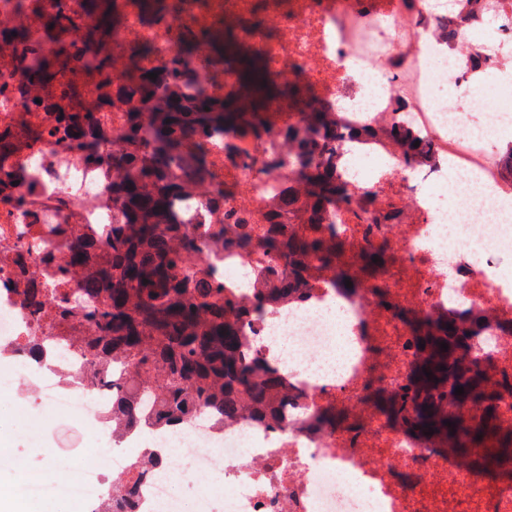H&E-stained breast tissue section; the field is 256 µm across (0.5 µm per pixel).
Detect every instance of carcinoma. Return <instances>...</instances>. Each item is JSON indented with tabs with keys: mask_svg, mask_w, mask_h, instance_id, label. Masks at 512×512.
<instances>
[{
	"mask_svg": "<svg viewBox=\"0 0 512 512\" xmlns=\"http://www.w3.org/2000/svg\"><path fill=\"white\" fill-rule=\"evenodd\" d=\"M90 22L79 38L62 33L76 22L67 7L59 5L47 15L55 32L53 46L22 53L17 66L26 81L48 88L78 64L84 71L108 80L113 39L120 26L117 0H84ZM155 21L167 19L169 0H144ZM238 25L224 28V36L207 31H187L179 54L161 69L158 77L129 57L125 79L144 102L152 103L159 92L178 87L180 100L171 99L155 112L126 114L122 134L126 149L114 155L100 152L101 132L95 113L77 84L61 89L64 102L49 98L35 107L48 111L47 131L64 133L70 146L93 161L122 171L112 185V195L121 205V222L112 225L104 244L90 238L62 239L60 246L45 242L36 252L47 263L59 265L61 278L80 269L82 278L71 288L47 291L22 279L21 307L44 316L55 326L78 333L76 347L87 360L85 382L92 391L104 386L101 375L114 361L123 364L125 383L114 391L112 418L121 428L142 424L138 400L153 396L151 422L162 428H177L197 415L217 414L230 421L263 414L270 422L288 388L255 352L248 351L240 336V315L260 310L278 298L306 293L323 271H332L356 289L369 283L380 302L389 305L379 279L395 263L385 249L361 251L363 267L351 271L341 261L346 242L330 222L331 204L354 206L352 193L342 186L336 170V147L343 136L330 113L307 94L299 76L283 80L270 76L262 60L237 36ZM212 46L210 63L197 62V47ZM212 74L226 67L238 77L235 93L214 97L201 84L198 70ZM286 99L299 121L288 127L293 153L285 164L294 169L302 189L288 191L268 223L258 226L246 218L229 215L228 224H207L210 241L225 248L259 249L267 254L265 266L254 275L260 285L247 303L224 298V278L204 268H187L183 254L171 242L181 238L187 249L197 248L189 225L181 223L174 208L186 181L207 183L211 173L203 153L189 148L217 132L245 133L262 141L269 130V101ZM411 162H430L431 148L414 146L416 138L402 127L391 131ZM15 137L0 131V198L14 197L16 176L9 168ZM153 192H145L146 185ZM148 283H143V280ZM397 316L407 326L417 360L407 384L388 391L369 383L365 399L389 423L407 431L432 450L467 459L475 468L493 471L512 483V426L500 420V402L512 397V375L499 381L472 370V340L485 319L463 311L423 316L400 309ZM54 336H30L10 348L16 356L31 361L43 358L44 346ZM447 343L448 349L441 348ZM430 375H425V372ZM464 388L461 395L455 389ZM452 425L447 426L445 422ZM432 434H427V431ZM159 461L150 453L139 457L125 476L112 483V494L91 512H126L137 486L148 478Z\"/></svg>",
	"mask_w": 512,
	"mask_h": 512,
	"instance_id": "1",
	"label": "carcinoma"
}]
</instances>
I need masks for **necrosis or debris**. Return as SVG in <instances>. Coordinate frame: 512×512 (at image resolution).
Returning <instances> with one entry per match:
<instances>
[{
    "label": "necrosis or debris",
    "mask_w": 512,
    "mask_h": 512,
    "mask_svg": "<svg viewBox=\"0 0 512 512\" xmlns=\"http://www.w3.org/2000/svg\"><path fill=\"white\" fill-rule=\"evenodd\" d=\"M118 8L121 57L150 49L139 58L141 68H161L183 31L232 19L272 74L300 73L337 126L352 133L341 142L337 163L362 206L343 215L346 240L397 254L399 266L385 280L391 304L380 305L367 287L344 290L327 272L304 295L279 299L269 314L244 323L246 340L277 361L288 382L274 424L191 421L177 431L146 424L114 437L112 401L88 393L78 377L84 361L67 343L52 364L17 363L5 387L25 383L54 413L98 424L114 446L110 466L117 475L126 473L134 449L157 453L164 465L138 486L131 512H463L467 503L477 504V512H512L511 487L488 495L481 470L411 441L364 401L368 380L395 390L407 382L413 353L395 316L399 308L435 315L462 307L486 318L482 335L492 354L474 363L494 377L512 372V270L492 258L512 249V179L502 171L497 141L512 128V83H501L479 124H471L462 100L479 74L512 60V0H448L438 15L424 0H175L163 27L147 21L143 0H118ZM443 15L459 27L450 44L432 36ZM23 80L10 48L0 43L1 128L19 117L32 128L43 124V113L13 93ZM450 82L457 97L442 92ZM140 109L129 98L100 108L105 152L122 151L123 118ZM269 112L266 147L244 136L233 137L229 153L223 139L208 144L213 179L186 186L184 223L220 224L234 212L261 224L276 208L293 180L273 164L288 155L282 130L292 117L284 103H272ZM398 123L432 144L434 162L407 161L384 133ZM358 162L370 169L350 178ZM10 165L26 199L21 208L0 202V343L14 346L56 333L18 303V274L47 288L56 284L55 271L32 252L37 233L61 224L69 236L105 240L121 211L112 200L119 170L90 161L60 138L27 143ZM226 182L239 191L214 208ZM173 248L185 252L182 241ZM185 254L188 267L221 271L226 292L239 296L253 291L241 284L240 271L266 259L259 251L214 245ZM339 302L350 320L344 340L331 313ZM337 401L354 412L353 428L317 423L320 411ZM173 464L206 475L207 483L177 494ZM401 469L414 474L413 483L396 480ZM18 489L27 499L47 505L66 499L81 510L107 495L102 471L79 462L67 479L26 477Z\"/></svg>",
    "instance_id": "necrosis-or-debris-1"
}]
</instances>
